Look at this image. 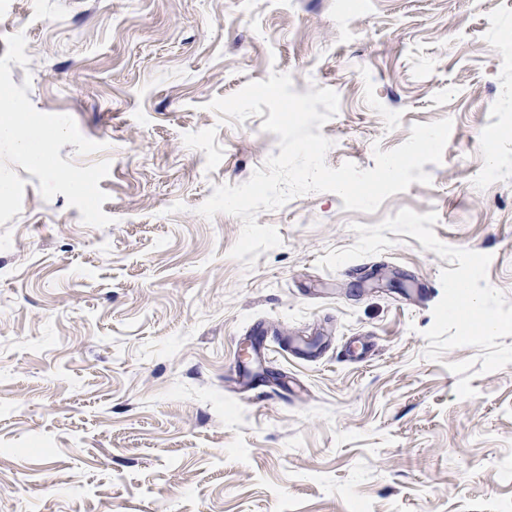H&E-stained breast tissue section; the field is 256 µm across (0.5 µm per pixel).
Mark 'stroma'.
Masks as SVG:
<instances>
[{"instance_id": "obj_1", "label": "stroma", "mask_w": 512, "mask_h": 512, "mask_svg": "<svg viewBox=\"0 0 512 512\" xmlns=\"http://www.w3.org/2000/svg\"><path fill=\"white\" fill-rule=\"evenodd\" d=\"M40 112L109 161L112 224L24 180L0 225V512H512V364L425 358L448 260L400 235L331 271L352 224L436 213L444 244L491 255L512 302V0H0V57ZM286 73L330 88L325 161L375 166L451 119L429 184L373 213L332 192L260 212L279 246L230 257L242 221L197 212L278 154L262 117L208 104ZM489 166L495 181L481 179ZM369 344L348 357L352 340Z\"/></svg>"}]
</instances>
